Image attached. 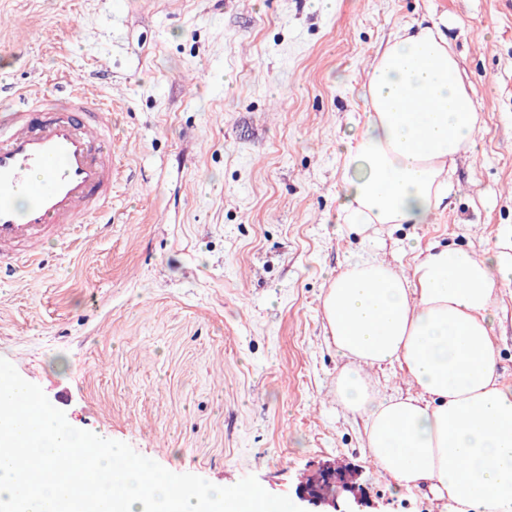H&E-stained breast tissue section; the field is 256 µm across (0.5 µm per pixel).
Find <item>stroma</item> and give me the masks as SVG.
<instances>
[{
  "mask_svg": "<svg viewBox=\"0 0 512 512\" xmlns=\"http://www.w3.org/2000/svg\"><path fill=\"white\" fill-rule=\"evenodd\" d=\"M413 21L445 35L480 129L427 223L359 234L338 151ZM70 84L112 108V206L0 270V358L172 472L293 498L345 467L364 512H448L367 457L322 299L365 237L405 276L435 244L512 251V0H0V110ZM494 313L512 385V282Z\"/></svg>",
  "mask_w": 512,
  "mask_h": 512,
  "instance_id": "stroma-1",
  "label": "stroma"
}]
</instances>
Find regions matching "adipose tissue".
I'll use <instances>...</instances> for the list:
<instances>
[{
	"label": "adipose tissue",
	"instance_id": "1",
	"mask_svg": "<svg viewBox=\"0 0 512 512\" xmlns=\"http://www.w3.org/2000/svg\"><path fill=\"white\" fill-rule=\"evenodd\" d=\"M364 131L345 143L342 221L424 224L448 194V163L475 143L477 115L438 26L404 24L363 91ZM512 280L494 250L428 247L412 276L361 256L322 301L347 360L336 398L365 421L364 450L395 486L427 487L460 512H512V385L497 374L493 295ZM399 368L411 393L366 373Z\"/></svg>",
	"mask_w": 512,
	"mask_h": 512
}]
</instances>
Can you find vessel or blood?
<instances>
[{
  "label": "vessel or blood",
  "mask_w": 512,
  "mask_h": 512,
  "mask_svg": "<svg viewBox=\"0 0 512 512\" xmlns=\"http://www.w3.org/2000/svg\"><path fill=\"white\" fill-rule=\"evenodd\" d=\"M111 203L109 110L73 90L57 108L38 95L0 114V267L36 259L45 239L74 235Z\"/></svg>",
  "instance_id": "b4317fda"
}]
</instances>
